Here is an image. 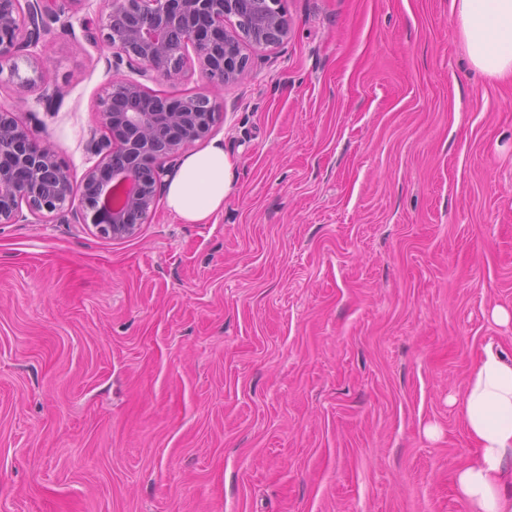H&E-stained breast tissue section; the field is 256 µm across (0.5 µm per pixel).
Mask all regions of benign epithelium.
<instances>
[{
  "instance_id": "7a95c632",
  "label": "benign epithelium",
  "mask_w": 512,
  "mask_h": 512,
  "mask_svg": "<svg viewBox=\"0 0 512 512\" xmlns=\"http://www.w3.org/2000/svg\"><path fill=\"white\" fill-rule=\"evenodd\" d=\"M282 0H111L102 38L114 57L136 65L141 77L180 76L194 54L214 90L248 72L244 45L276 46L288 36ZM55 0H0V63L37 45L60 21ZM34 76L18 88L40 90L50 103L57 89L44 78L43 60L29 55ZM222 103L215 95L160 96L134 78H114L99 102L105 130L93 144L98 161L73 194L72 173L57 148L36 141L20 109L0 106V224L27 207L36 216L72 210L106 239L133 237L148 222L167 172L183 149L212 137Z\"/></svg>"
}]
</instances>
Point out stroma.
<instances>
[{
    "label": "stroma",
    "instance_id": "35a3bbf8",
    "mask_svg": "<svg viewBox=\"0 0 512 512\" xmlns=\"http://www.w3.org/2000/svg\"><path fill=\"white\" fill-rule=\"evenodd\" d=\"M36 46L59 99L0 81L75 175L113 76L101 0ZM215 135L224 211L134 237L0 224V512H467L451 397L512 363V79L449 0H285Z\"/></svg>",
    "mask_w": 512,
    "mask_h": 512
}]
</instances>
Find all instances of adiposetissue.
<instances>
[{"label":"adipose tissue","mask_w":512,"mask_h":512,"mask_svg":"<svg viewBox=\"0 0 512 512\" xmlns=\"http://www.w3.org/2000/svg\"><path fill=\"white\" fill-rule=\"evenodd\" d=\"M472 66L489 79L512 76V0H450ZM222 140L187 154L166 185L167 209L187 224L209 223L232 189ZM458 409L477 457L456 475L469 512H512V364L486 352L470 373Z\"/></svg>","instance_id":"ef3b65f1"}]
</instances>
